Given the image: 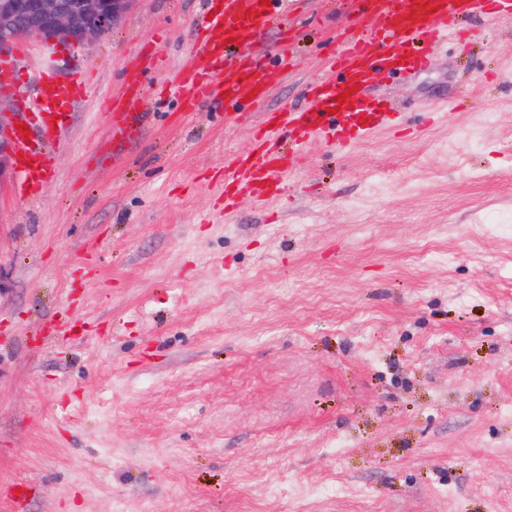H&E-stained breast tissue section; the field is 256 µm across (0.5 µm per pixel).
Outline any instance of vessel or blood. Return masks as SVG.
I'll return each mask as SVG.
<instances>
[{
    "label": "vessel or blood",
    "mask_w": 512,
    "mask_h": 512,
    "mask_svg": "<svg viewBox=\"0 0 512 512\" xmlns=\"http://www.w3.org/2000/svg\"><path fill=\"white\" fill-rule=\"evenodd\" d=\"M285 0H209L208 15L201 18L191 57L176 84L165 86L167 96L192 105L222 93L226 102H237L243 88L254 89L255 100H263L282 76V69L256 64L247 50L259 32L275 24ZM377 24L353 33L330 62V72L318 76L308 89L310 103L297 111L274 115L247 152L226 159L219 191L225 213H232L236 191L253 195L258 207H266L279 192L289 163L281 157L278 143L285 134H297L299 142L315 137L335 141L337 130L363 140L382 125L386 107L370 100L367 87L378 73L424 69L427 49L447 39L457 17L495 13L512 18V0H369ZM91 76L75 72L67 93H60L55 73L41 76L39 94L17 95V105L28 112L37 134H17L20 191L37 195L55 172L59 157L52 146L64 126L59 114L71 99L86 96ZM138 72L127 75L122 92L113 98V129L139 122L129 111L139 95ZM345 103H338V96Z\"/></svg>",
    "instance_id": "vessel-or-blood-1"
}]
</instances>
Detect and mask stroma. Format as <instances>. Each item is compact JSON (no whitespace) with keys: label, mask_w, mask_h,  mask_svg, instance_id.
<instances>
[{"label":"stroma","mask_w":512,"mask_h":512,"mask_svg":"<svg viewBox=\"0 0 512 512\" xmlns=\"http://www.w3.org/2000/svg\"><path fill=\"white\" fill-rule=\"evenodd\" d=\"M201 9L137 0L87 45L28 39L0 84L21 122L38 69L95 78L39 195L0 182V512H512V20L376 76L399 126L310 141L281 199L227 218L226 155L376 19L296 0L249 49L289 52L263 105L188 112L160 84ZM146 57L144 120L115 135ZM440 97L466 107L430 116ZM141 81L138 72L132 70L127 75L126 84L123 87L122 92L112 98V109H122L127 107L131 101L140 94Z\"/></svg>","instance_id":"stroma-1"}]
</instances>
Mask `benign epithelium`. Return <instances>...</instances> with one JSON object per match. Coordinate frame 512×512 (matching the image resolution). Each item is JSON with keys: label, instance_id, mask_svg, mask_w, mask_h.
Here are the masks:
<instances>
[{"label": "benign epithelium", "instance_id": "benign-epithelium-1", "mask_svg": "<svg viewBox=\"0 0 512 512\" xmlns=\"http://www.w3.org/2000/svg\"><path fill=\"white\" fill-rule=\"evenodd\" d=\"M136 0H0V54L25 37L47 44L84 45L110 33ZM13 121L0 107V180L14 161Z\"/></svg>", "mask_w": 512, "mask_h": 512}]
</instances>
